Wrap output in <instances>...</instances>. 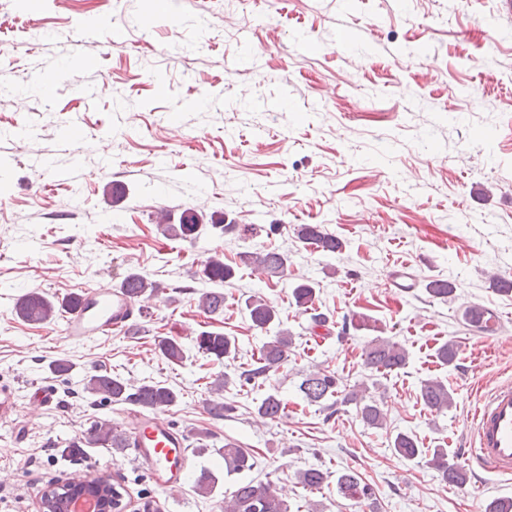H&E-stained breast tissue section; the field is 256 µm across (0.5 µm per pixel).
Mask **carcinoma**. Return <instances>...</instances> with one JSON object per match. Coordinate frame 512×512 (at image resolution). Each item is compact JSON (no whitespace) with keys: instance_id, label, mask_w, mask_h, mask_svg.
Returning <instances> with one entry per match:
<instances>
[{"instance_id":"obj_1","label":"carcinoma","mask_w":512,"mask_h":512,"mask_svg":"<svg viewBox=\"0 0 512 512\" xmlns=\"http://www.w3.org/2000/svg\"><path fill=\"white\" fill-rule=\"evenodd\" d=\"M159 224L164 236L184 241L198 238L205 226L203 217L191 211L183 213L177 224L171 223L170 217L165 213L159 218ZM297 238L304 243H314L324 252L334 253L341 247L340 241L324 232L318 224L300 225L297 229ZM239 259L244 266L254 271L274 275L288 272V255L275 249L256 248L252 251H242L239 253ZM197 275L212 283H224L234 278L235 268L224 263V254L216 251L203 264ZM121 284L126 287L127 293L136 299L152 296L159 290L156 282L136 272L125 275ZM425 290L431 297L442 299L448 297L453 288L444 279H433L427 282ZM315 297L316 289L310 283L302 282L292 288L295 304L306 312L312 311L311 319L315 326L325 327L328 325V318L323 313L314 312ZM245 306L253 326L261 331H269L270 326L277 320L276 310L262 296L249 297ZM197 307L206 315L224 313V293H201ZM67 308L69 302L57 305L39 293L25 295L18 305L20 315L34 323H49L57 317L59 311ZM292 344V334L286 329L278 330L263 343L260 356L251 368L243 370L238 375L240 386H258L268 380L270 373L287 364L288 350ZM197 346L218 360L230 359L236 351L235 342L219 332L200 333ZM158 349L162 358L172 364L180 365L187 358L185 347L175 339H161ZM363 361L370 370L391 372L406 365L407 351L395 342L381 339L365 349ZM85 389L114 403L132 404L150 412L165 410L175 405L179 398V393L163 382L132 384L107 370L90 375L86 379ZM299 390L309 403L329 402V409L338 404L352 402L356 404L357 412L364 423L374 428L383 425V413L379 404L367 398L361 390H352L343 396L340 395L338 379L331 373L317 371L308 374L300 383ZM419 396L424 406L436 413L448 410L453 404V396L448 391V386L437 379L422 382ZM284 410V402L276 393L267 394L257 405V415L268 421L279 419ZM84 445L121 448L124 446V436L108 421L94 422L84 431L79 441L63 449V452L75 456L80 454V448ZM391 446L396 455L408 461L423 455L429 456L427 463L439 473L441 480L449 485L463 487L469 481L467 471L462 466L450 462L446 448H421L417 440L407 433L397 434ZM253 467L254 461L248 451L234 443L224 444L226 474H241L252 470ZM329 478L330 473L314 467L298 473V483L309 490L321 488ZM217 485L218 478L213 471L202 468L194 479L193 488L197 494L207 497L214 493ZM336 490L343 498L357 504L374 496L371 485L353 471L336 473ZM224 512H289V507L288 502L272 484L242 480L230 496L224 497Z\"/></svg>"}]
</instances>
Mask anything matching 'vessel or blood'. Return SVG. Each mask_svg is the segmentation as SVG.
<instances>
[{"label": "vessel or blood", "mask_w": 512, "mask_h": 512, "mask_svg": "<svg viewBox=\"0 0 512 512\" xmlns=\"http://www.w3.org/2000/svg\"><path fill=\"white\" fill-rule=\"evenodd\" d=\"M134 320V302L124 288L85 289L79 308L67 317L63 333L73 342H86L122 329ZM125 444L145 464L163 491L186 481L185 436L158 416L136 415L125 431ZM476 458L489 472L512 474V382L498 385L474 411L472 441Z\"/></svg>", "instance_id": "vessel-or-blood-1"}]
</instances>
